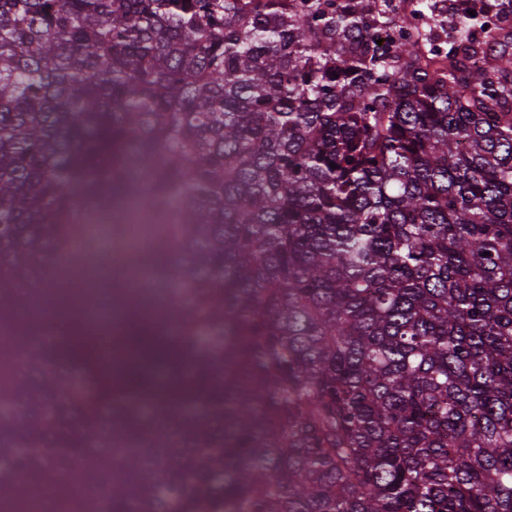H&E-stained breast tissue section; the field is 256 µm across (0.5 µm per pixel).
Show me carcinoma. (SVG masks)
I'll return each instance as SVG.
<instances>
[{
	"label": "carcinoma",
	"instance_id": "1",
	"mask_svg": "<svg viewBox=\"0 0 512 512\" xmlns=\"http://www.w3.org/2000/svg\"><path fill=\"white\" fill-rule=\"evenodd\" d=\"M395 2L0 0V506L512 512V0ZM126 170L116 328L31 282Z\"/></svg>",
	"mask_w": 512,
	"mask_h": 512
}]
</instances>
